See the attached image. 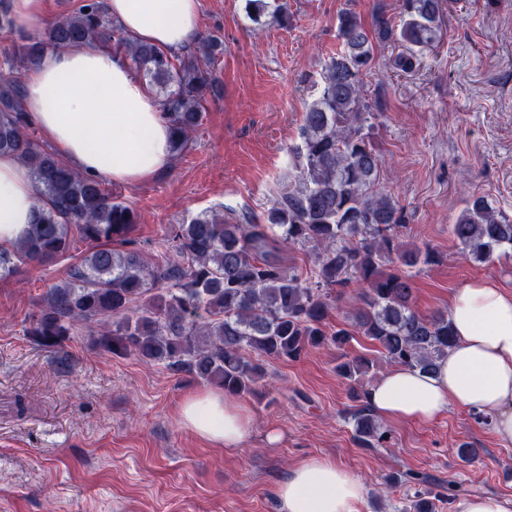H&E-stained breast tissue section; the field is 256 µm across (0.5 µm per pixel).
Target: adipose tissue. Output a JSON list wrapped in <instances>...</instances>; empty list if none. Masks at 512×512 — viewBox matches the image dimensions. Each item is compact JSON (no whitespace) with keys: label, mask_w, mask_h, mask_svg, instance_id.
Returning <instances> with one entry per match:
<instances>
[{"label":"adipose tissue","mask_w":512,"mask_h":512,"mask_svg":"<svg viewBox=\"0 0 512 512\" xmlns=\"http://www.w3.org/2000/svg\"><path fill=\"white\" fill-rule=\"evenodd\" d=\"M112 18L134 39L179 50L201 32V0H107ZM16 33L46 28L47 0H0V16ZM25 100L61 157L85 174L136 184L168 170L169 124L146 83L111 51L71 49L46 55L24 79ZM28 171L0 156V244L16 242L35 217ZM456 344L433 374L404 367L385 373L366 401L386 421L425 423L458 406L488 417L492 432L512 446V292L490 281L457 288L448 303ZM182 425L227 448L247 441L249 407L206 390L188 396ZM362 478L324 456L297 464L277 488L279 512H357Z\"/></svg>","instance_id":"ef3b65f1"}]
</instances>
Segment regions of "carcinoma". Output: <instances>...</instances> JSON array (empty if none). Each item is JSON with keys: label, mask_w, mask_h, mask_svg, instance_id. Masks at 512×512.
<instances>
[{"label": "carcinoma", "mask_w": 512, "mask_h": 512, "mask_svg": "<svg viewBox=\"0 0 512 512\" xmlns=\"http://www.w3.org/2000/svg\"><path fill=\"white\" fill-rule=\"evenodd\" d=\"M396 26L381 15L368 29L351 12L338 16L342 50L326 64L317 96L304 112L301 142L291 154L288 187L262 218L246 211L202 213L167 228L169 254L150 265L133 247L137 214L112 198L105 184L79 174L27 132L31 115L12 73H0V155L27 168L36 190L33 224L0 249V277L20 266L47 265L71 248L72 231L89 251L68 279L47 294L27 335L55 352L78 325L96 322L93 345L114 356H136L188 374L224 393H253L265 376L262 358L298 361L309 351L344 348L352 333L330 322L338 295L357 291L353 328L375 342L380 358H344L336 372L348 383L379 360L431 374L456 341L448 314L419 315L413 273L441 263L432 248L400 237L402 211L379 180L380 153L370 134L375 118L363 93L377 41L404 50L392 68L413 70L441 29V0H402ZM105 48L130 56L164 93L174 152H183L201 124L203 101L217 91L212 75L224 40L211 35L197 48L169 56L133 40L110 16L106 0H80L70 14L14 46L16 62L38 65L50 51ZM450 234L468 262L512 256V220L472 195ZM308 253L301 273L282 249ZM353 436L362 448L388 442L389 432L350 388Z\"/></svg>", "instance_id": "1"}]
</instances>
